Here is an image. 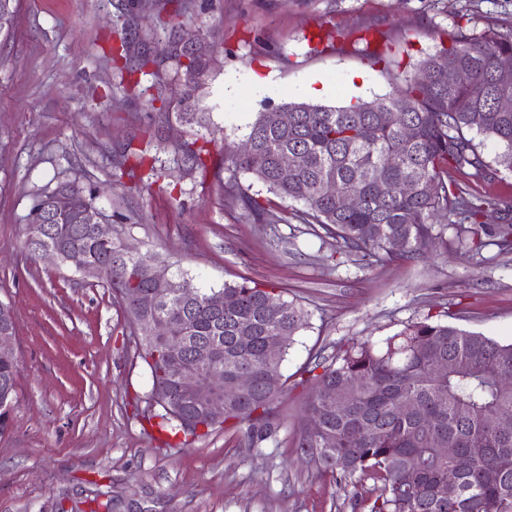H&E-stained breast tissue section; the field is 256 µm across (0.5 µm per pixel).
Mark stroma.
I'll use <instances>...</instances> for the list:
<instances>
[{
	"mask_svg": "<svg viewBox=\"0 0 512 512\" xmlns=\"http://www.w3.org/2000/svg\"><path fill=\"white\" fill-rule=\"evenodd\" d=\"M161 13L160 0H16L0 36V301L16 312L19 360L12 423L0 431V512H367L372 480L339 482L300 457L302 371L317 351L380 345L442 311H467L461 327L511 343L512 253L473 256L439 224L429 257L370 266L247 174L176 172L174 147L202 131L213 149H232L267 106L398 93L439 32L511 30L512 0H194L164 25ZM122 31L160 60L166 110L123 87ZM191 33L210 47L199 125L178 119L182 87L165 61ZM127 147L175 178L121 174L112 156ZM232 177L265 223L225 195ZM452 177L512 206V171ZM66 179L94 187L114 237L162 255L171 274L206 290L247 278L308 311L281 365L296 385L273 405L271 439L251 448L218 426L166 445L148 427L152 380L120 299L24 247L33 198Z\"/></svg>",
	"mask_w": 512,
	"mask_h": 512,
	"instance_id": "stroma-1",
	"label": "stroma"
}]
</instances>
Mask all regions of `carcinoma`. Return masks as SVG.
<instances>
[{"mask_svg": "<svg viewBox=\"0 0 512 512\" xmlns=\"http://www.w3.org/2000/svg\"><path fill=\"white\" fill-rule=\"evenodd\" d=\"M16 0H0V33L13 26ZM512 54V32L487 29L468 33L461 27L435 45L420 60L405 88L346 106L288 102L296 109L284 127L277 108L257 113L249 126V154L224 155V168L251 175L280 198L303 204L296 217L318 225L328 238L342 244L368 265L412 258L436 238L433 219L455 217L450 223L457 236L470 234V250L495 246L498 253L512 251V218L504 211L503 223L486 230L478 219L488 210L501 209L495 197H472L448 170H490L481 146L496 147L493 163L512 171V110L497 106L501 88L495 82L496 63ZM175 77L183 81L178 118L201 123L195 112L192 83L206 76L204 56L184 51L170 55ZM465 100L468 109L457 103ZM402 112L415 128L410 141L388 121V113ZM371 130L364 139L362 128ZM482 141L475 142V136ZM179 161L196 169L204 165V147L198 139L175 145ZM295 162L284 169L281 154ZM333 183L342 193L359 196L356 210L343 209L333 196L323 193ZM224 191L241 200L254 219H263L260 206L244 197L237 182L224 183ZM53 193L37 194L27 221L25 248L37 257L44 240L73 252L86 265L111 263L118 243L106 247L76 214L52 217L42 231L47 201ZM401 247L391 249V240ZM155 258L128 259L139 273L140 305L129 302L125 269L109 268L103 280L125 304L133 322L148 326L151 319L167 320L169 344L153 337L139 340V355L152 379L151 398L160 411L162 432L198 437L215 422L204 406L185 399L178 391L182 370L220 373L228 384L241 372L253 378L252 389L224 402L223 424L245 428L251 447L270 437L271 405L284 392L281 363L293 337L309 322V314L294 302L267 300L275 289L240 283L224 284L218 291L197 287L191 279L177 277L179 288H156L149 277ZM224 295V310L214 311L211 295ZM239 336L251 341L241 345ZM286 336L280 355L266 356L267 340ZM448 360V370L435 364ZM18 364L0 359V392L15 395ZM301 385L309 386L299 452L336 474L339 480L367 477L377 484L369 512H512V430L499 425L512 419V343L502 344L481 333L428 315L405 326L377 346L368 341L338 349L329 357L318 352L303 370ZM340 384L347 392L336 398L321 392ZM415 406L414 416L401 409ZM466 465L458 466V459ZM456 490L448 493V473Z\"/></svg>", "mask_w": 512, "mask_h": 512, "instance_id": "carcinoma-1", "label": "carcinoma"}]
</instances>
